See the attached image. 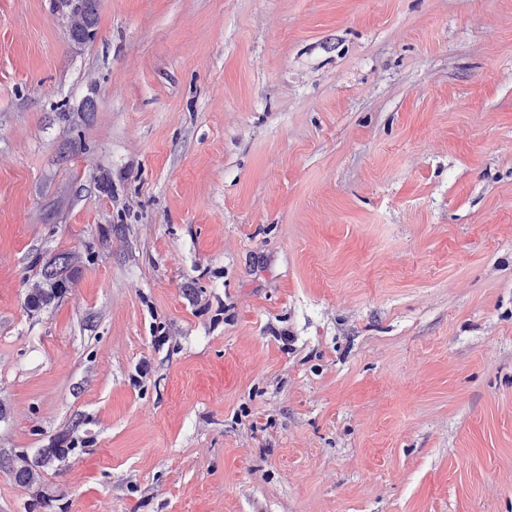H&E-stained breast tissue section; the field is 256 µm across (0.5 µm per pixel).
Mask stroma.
Masks as SVG:
<instances>
[{"mask_svg":"<svg viewBox=\"0 0 512 512\" xmlns=\"http://www.w3.org/2000/svg\"><path fill=\"white\" fill-rule=\"evenodd\" d=\"M0 407V512H512V0H0ZM67 14L68 35L71 41L82 46L96 35L98 0H61ZM73 262V257L63 253L43 265L40 279L27 294L26 303L30 310H40L68 293L72 280L67 269ZM16 457V465H13L12 467L15 481L18 484L28 487L37 485L40 477L38 470L35 467L44 464V462L31 464L22 454H19Z\"/></svg>","mask_w":512,"mask_h":512,"instance_id":"1","label":"stroma"}]
</instances>
